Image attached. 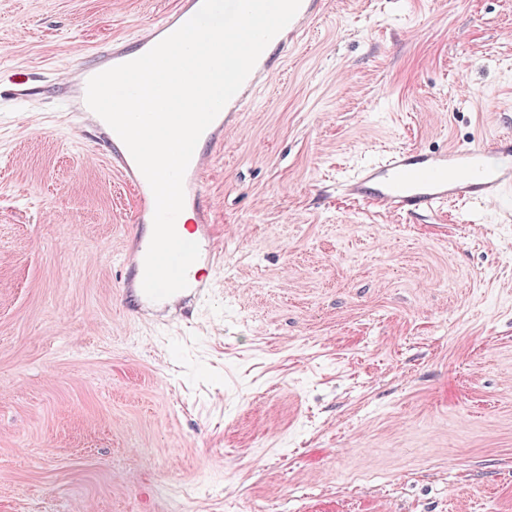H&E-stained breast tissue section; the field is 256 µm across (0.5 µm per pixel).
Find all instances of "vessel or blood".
<instances>
[{
    "instance_id": "vessel-or-blood-1",
    "label": "vessel or blood",
    "mask_w": 512,
    "mask_h": 512,
    "mask_svg": "<svg viewBox=\"0 0 512 512\" xmlns=\"http://www.w3.org/2000/svg\"><path fill=\"white\" fill-rule=\"evenodd\" d=\"M202 0H181L176 11L159 14L147 28L133 38L112 41L107 47L89 55L80 66L64 73L61 96L67 112L79 125H90L89 133L108 158L112 169L129 182L139 185L137 205L131 215L135 225L153 221L155 200L152 191L143 187L145 177L130 151L116 133L85 101L88 80L115 65L133 60L178 29L200 8ZM326 0H302L292 21L268 44L254 69L234 97L201 135L203 149L195 150L183 179L186 195L199 200L197 221L188 227V240L197 242L200 256L187 272L193 300H200L211 282L201 273L202 265H216L210 216L201 202L205 198L202 175L213 154L222 151L224 133L236 126L241 113L250 111L262 91L274 84L288 55L320 21ZM346 195L365 199L405 214L431 212L451 200L495 203L512 194V137L503 135L491 145L457 143L428 151L397 149L385 160L363 166L342 185Z\"/></svg>"
}]
</instances>
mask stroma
Returning <instances> with one entry per match:
<instances>
[{"label": "stroma", "instance_id": "stroma-1", "mask_svg": "<svg viewBox=\"0 0 512 512\" xmlns=\"http://www.w3.org/2000/svg\"><path fill=\"white\" fill-rule=\"evenodd\" d=\"M179 0H0V512H512V213L340 181L512 134V0H327L204 176L208 296L133 313L136 191L47 85Z\"/></svg>", "mask_w": 512, "mask_h": 512}]
</instances>
